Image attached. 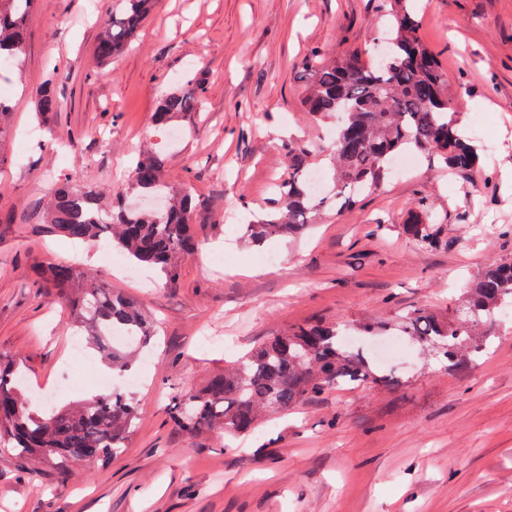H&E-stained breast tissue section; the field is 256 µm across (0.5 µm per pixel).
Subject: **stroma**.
Returning <instances> with one entry per match:
<instances>
[{
    "mask_svg": "<svg viewBox=\"0 0 512 512\" xmlns=\"http://www.w3.org/2000/svg\"><path fill=\"white\" fill-rule=\"evenodd\" d=\"M381 0H156L129 51L94 53L110 0H36L15 80L10 163L0 169V355L28 369L39 410L99 394L97 375L55 393L79 343L70 311L39 275L51 263L94 271L158 322L150 359L128 389L138 404L126 448L59 475L0 447V512H512V319L494 323L486 355L461 370L410 347L387 366L396 384L332 390L271 413L240 438L191 436L169 416L179 391L207 380L263 339L306 324L414 309L450 313L466 282L512 259V0H423L420 35L448 71L457 116L481 155L449 174L416 158L338 212L312 213L301 236L253 242L270 211L289 139H323L304 112L306 62L369 50ZM201 76L207 97L170 144L151 121L160 98ZM53 81L59 111L35 110ZM197 204L200 253L175 282L129 278L101 245L68 246L40 215L48 192L79 174L101 188L126 179L140 151ZM442 244L407 235L418 203ZM271 252L275 263L260 255Z\"/></svg>",
    "mask_w": 512,
    "mask_h": 512,
    "instance_id": "obj_1",
    "label": "stroma"
}]
</instances>
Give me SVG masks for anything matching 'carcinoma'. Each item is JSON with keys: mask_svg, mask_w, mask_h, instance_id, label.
I'll return each instance as SVG.
<instances>
[{"mask_svg": "<svg viewBox=\"0 0 512 512\" xmlns=\"http://www.w3.org/2000/svg\"><path fill=\"white\" fill-rule=\"evenodd\" d=\"M153 0H113L103 20L95 55L102 62L120 57L149 15ZM35 0H0V87L23 68L24 30ZM385 59L374 53L346 51L333 59L308 63L303 96L306 112L319 120L336 117V129L325 145L305 139L288 143V173L274 189L272 210L246 225L249 238L302 233L318 208L352 207L379 189L391 160L406 151L437 156L455 172L479 167L478 149L455 130L459 99L448 95V73L420 36L417 5L394 0L381 32ZM206 85L189 79L186 87L164 95L154 112L159 126L184 129L204 103ZM12 97L0 94V167L8 162L5 118ZM45 114L59 110L51 83L37 99ZM332 160L326 171L330 189L314 195L310 176L315 157ZM103 190L69 175L50 194L46 221L52 231L74 241L98 239L122 252L135 268H158L170 282L178 276V260L195 253L191 230L197 203L187 189H175L162 175V161L151 154L135 160L126 186L113 190L110 206ZM406 232L419 246L440 243V225L430 213L415 214ZM47 287L71 310L114 370L131 367L154 336L151 319L133 299L115 293L95 274L55 264L44 271ZM512 307V261L495 262L466 288L453 316L417 309L392 325L362 319L352 328L363 336L399 330L422 350L460 369L487 353L491 325ZM122 329L127 341L116 344L111 331ZM346 325L299 326L254 346L233 366L212 377L198 391L175 397L170 418L191 436L218 432L226 436L251 432L268 414L286 410L343 386L384 388L391 378L366 355L344 344ZM26 372L0 359V442L18 457H35L64 474L69 463L121 452L132 432L137 409L121 394L100 395L76 409L47 415L33 412L22 393Z\"/></svg>", "mask_w": 512, "mask_h": 512, "instance_id": "1", "label": "carcinoma"}]
</instances>
